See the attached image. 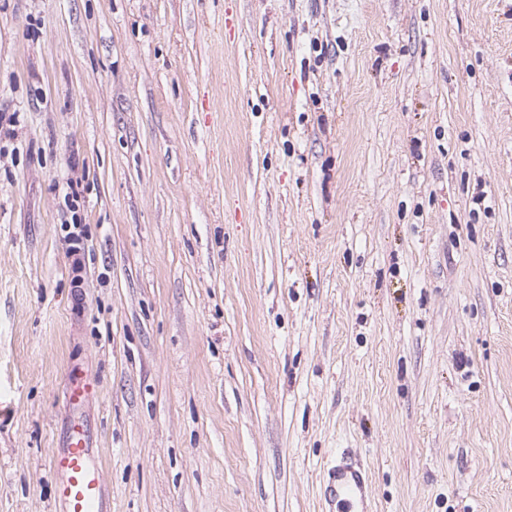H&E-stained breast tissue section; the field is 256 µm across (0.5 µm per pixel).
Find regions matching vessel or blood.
<instances>
[{"mask_svg": "<svg viewBox=\"0 0 512 512\" xmlns=\"http://www.w3.org/2000/svg\"><path fill=\"white\" fill-rule=\"evenodd\" d=\"M51 464L59 474L56 499L60 512H111L106 498L104 477L93 459L92 438L87 429L71 425ZM324 498L336 512H362L369 498L365 467L341 457Z\"/></svg>", "mask_w": 512, "mask_h": 512, "instance_id": "1", "label": "vessel or blood"}]
</instances>
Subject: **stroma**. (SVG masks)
<instances>
[{"mask_svg": "<svg viewBox=\"0 0 512 512\" xmlns=\"http://www.w3.org/2000/svg\"><path fill=\"white\" fill-rule=\"evenodd\" d=\"M0 115V512H512V0H0ZM51 464L60 475L56 493L59 512H111L87 429L72 424L62 446L54 451ZM332 482L324 498L330 506L336 504V512H357L356 508H361L359 512L367 511L369 483L365 467L342 456L336 462Z\"/></svg>", "mask_w": 512, "mask_h": 512, "instance_id": "1", "label": "stroma"}]
</instances>
